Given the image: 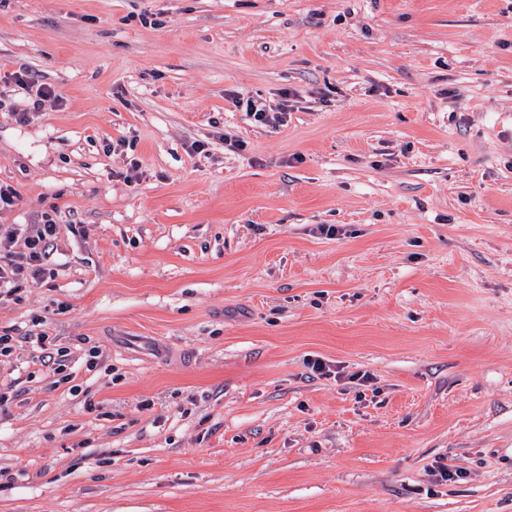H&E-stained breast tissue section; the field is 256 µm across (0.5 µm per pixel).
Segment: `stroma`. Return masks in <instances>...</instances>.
Listing matches in <instances>:
<instances>
[{"instance_id": "stroma-1", "label": "stroma", "mask_w": 512, "mask_h": 512, "mask_svg": "<svg viewBox=\"0 0 512 512\" xmlns=\"http://www.w3.org/2000/svg\"><path fill=\"white\" fill-rule=\"evenodd\" d=\"M0 184V512H512V0H0ZM14 76L15 84L24 90V92L27 94V100L30 102L28 103L25 101H15L14 105L10 106V112L16 121L24 122L28 120L31 110L38 109L41 102L45 99L58 98L57 94L52 88L46 87L42 84L38 85V83L31 80L26 72H17L14 73ZM288 99H285L283 103L277 104L272 107L264 103H260L255 100H247L245 111L253 119L255 123H259L265 126H279L284 125L287 122L288 111L291 107L288 103L291 102L289 99L290 93L285 94ZM58 224L46 216L41 224L0 225V304L18 301L24 289L54 276L49 258Z\"/></svg>"}]
</instances>
